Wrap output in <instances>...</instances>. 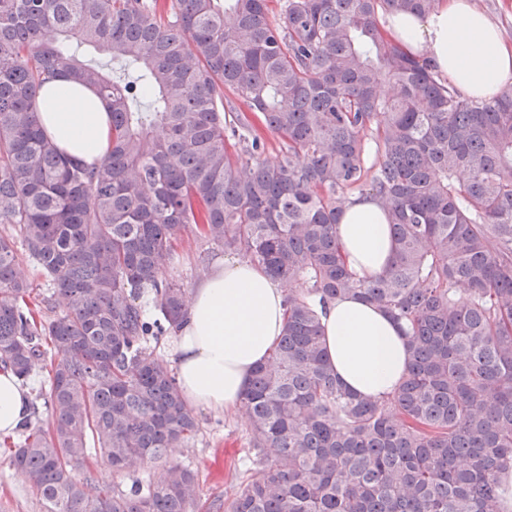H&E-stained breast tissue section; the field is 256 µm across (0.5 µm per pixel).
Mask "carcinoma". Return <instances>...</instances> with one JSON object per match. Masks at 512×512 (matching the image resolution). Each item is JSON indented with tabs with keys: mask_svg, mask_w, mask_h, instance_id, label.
<instances>
[{
	"mask_svg": "<svg viewBox=\"0 0 512 512\" xmlns=\"http://www.w3.org/2000/svg\"><path fill=\"white\" fill-rule=\"evenodd\" d=\"M268 2L0 0V365L23 382L50 368L36 399L51 409L45 425L33 405L10 465L43 512H189L197 474L167 457L198 422L147 347L188 307L161 274L189 230L293 284L244 393L255 458L224 512H504L512 85L466 97L380 30L379 15L435 0H285L277 19ZM62 72L110 101L98 165L39 128L36 99ZM354 187L392 228L374 278L349 271L337 238ZM24 261L45 281L36 304ZM344 296L405 326L392 396L346 390L327 361L319 311ZM93 452L114 474L162 470L91 494L73 470Z\"/></svg>",
	"mask_w": 512,
	"mask_h": 512,
	"instance_id": "cac0c4a2",
	"label": "carcinoma"
}]
</instances>
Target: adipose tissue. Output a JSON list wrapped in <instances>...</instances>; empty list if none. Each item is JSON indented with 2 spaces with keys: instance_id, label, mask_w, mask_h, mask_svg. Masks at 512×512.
<instances>
[{
  "instance_id": "ef3b65f1",
  "label": "adipose tissue",
  "mask_w": 512,
  "mask_h": 512,
  "mask_svg": "<svg viewBox=\"0 0 512 512\" xmlns=\"http://www.w3.org/2000/svg\"><path fill=\"white\" fill-rule=\"evenodd\" d=\"M387 38L452 80L464 95L491 97L512 84V42L473 0H436L423 16L382 18ZM38 123L63 154L88 164L109 154L108 103L93 88L62 75L37 105ZM348 266L362 277L383 273L393 257L387 211L370 193L352 195L337 226ZM285 281L255 264L226 259L197 282L173 346L184 399L216 411L239 408L251 370L264 362L284 326ZM322 335L341 384L365 398L396 392L410 357L399 326L377 306L345 297L328 305ZM28 389L0 371V435L16 432L30 413Z\"/></svg>"
}]
</instances>
